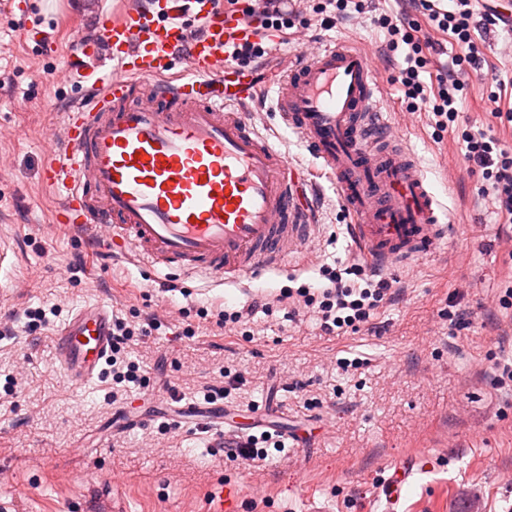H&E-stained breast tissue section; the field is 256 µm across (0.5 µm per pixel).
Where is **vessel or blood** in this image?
<instances>
[{
    "label": "vessel or blood",
    "mask_w": 512,
    "mask_h": 512,
    "mask_svg": "<svg viewBox=\"0 0 512 512\" xmlns=\"http://www.w3.org/2000/svg\"><path fill=\"white\" fill-rule=\"evenodd\" d=\"M190 14L201 33L184 28ZM98 25L65 62L86 94L63 112L43 168L45 186L61 194L55 224L94 229L112 255L218 284L279 270L289 245L314 227L307 208L293 205L287 155L237 109L254 84L237 78L224 46L256 39V24L225 14L219 0H154ZM180 59L188 71L176 77ZM380 93L364 51L334 43L299 54L276 100L282 123L333 179L354 240L376 267L429 253L445 237L419 158L400 144L375 148L389 126ZM53 343L68 381L92 382L112 351L111 308L79 306ZM197 413L198 427L217 440L238 432L208 409ZM412 472L400 464L383 482L388 506Z\"/></svg>",
    "instance_id": "obj_1"
}]
</instances>
